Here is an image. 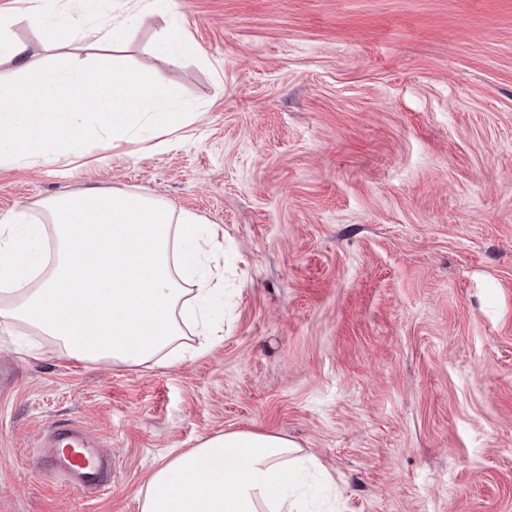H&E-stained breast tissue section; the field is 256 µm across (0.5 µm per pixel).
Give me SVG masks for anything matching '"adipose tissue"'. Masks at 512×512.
<instances>
[{"label":"adipose tissue","mask_w":512,"mask_h":512,"mask_svg":"<svg viewBox=\"0 0 512 512\" xmlns=\"http://www.w3.org/2000/svg\"><path fill=\"white\" fill-rule=\"evenodd\" d=\"M88 0H64L49 13L26 0L38 29H61L70 43L122 45L145 16L174 11V0H131L105 33L83 23ZM16 82L0 80V163L47 158L66 143L86 154L80 127L95 122L113 144L170 146V127L148 106L154 80L120 66L36 65L26 45L0 39V59ZM216 225L175 212L161 199L92 188L47 199L40 214L21 210L0 222V327L45 336L68 357L114 365L171 364L186 335L198 351L223 338L210 319L215 291L206 263ZM315 463L283 436L225 432L160 463L140 512H314L304 498Z\"/></svg>","instance_id":"1"}]
</instances>
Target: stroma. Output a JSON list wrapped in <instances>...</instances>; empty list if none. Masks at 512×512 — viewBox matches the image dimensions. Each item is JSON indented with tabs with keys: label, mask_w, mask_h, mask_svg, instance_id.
Returning a JSON list of instances; mask_svg holds the SVG:
<instances>
[{
	"label": "stroma",
	"mask_w": 512,
	"mask_h": 512,
	"mask_svg": "<svg viewBox=\"0 0 512 512\" xmlns=\"http://www.w3.org/2000/svg\"><path fill=\"white\" fill-rule=\"evenodd\" d=\"M125 39L160 74L163 150L0 164V219L62 191L162 199L224 232V338L171 365L79 361L0 332V512H139L204 437L295 441L335 512H512V0H176ZM0 0L33 61L68 65ZM191 48L164 57L169 38ZM112 450L81 495L48 426Z\"/></svg>",
	"instance_id": "stroma-1"
}]
</instances>
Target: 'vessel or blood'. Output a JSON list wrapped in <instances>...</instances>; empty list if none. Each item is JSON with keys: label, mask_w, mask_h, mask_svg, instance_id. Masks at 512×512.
<instances>
[{"label": "vessel or blood", "mask_w": 512, "mask_h": 512, "mask_svg": "<svg viewBox=\"0 0 512 512\" xmlns=\"http://www.w3.org/2000/svg\"><path fill=\"white\" fill-rule=\"evenodd\" d=\"M47 444L49 466L71 486L84 493L107 488L112 455L95 447L80 425L72 421L54 423Z\"/></svg>", "instance_id": "1"}]
</instances>
